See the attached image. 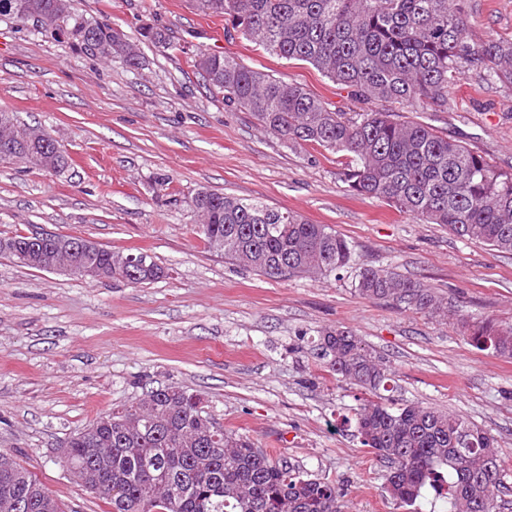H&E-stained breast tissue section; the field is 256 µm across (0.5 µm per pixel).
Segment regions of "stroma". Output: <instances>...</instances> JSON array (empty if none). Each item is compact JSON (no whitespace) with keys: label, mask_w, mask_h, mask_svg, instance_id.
Wrapping results in <instances>:
<instances>
[{"label":"stroma","mask_w":512,"mask_h":512,"mask_svg":"<svg viewBox=\"0 0 512 512\" xmlns=\"http://www.w3.org/2000/svg\"><path fill=\"white\" fill-rule=\"evenodd\" d=\"M470 7L476 39L512 36V0ZM76 9L139 40L147 64L107 62L66 37L0 21V110L44 129L69 162L55 174L0 161V236H79L147 253L164 275L133 285L0 256V449L64 512H108L62 467L59 449L146 389L176 385L200 394L219 426L261 448L277 439L278 454L342 487V512H442L431 489L412 508L385 493V467L349 423L362 391L298 350L299 336L337 327L385 358L396 403L432 406L489 431L512 485V359L469 345L457 322L360 296L351 274L271 277L225 259L195 233L188 202L210 190L329 225L355 244L357 264L427 285L470 321L512 325V255L354 194L335 154L265 134L206 86L188 53L230 55L302 86L330 111H362L348 88L309 64L226 36L223 17L200 15L189 0H77ZM147 27L168 28L178 48L142 39ZM448 98V111L414 120L512 167V90L469 72Z\"/></svg>","instance_id":"obj_1"}]
</instances>
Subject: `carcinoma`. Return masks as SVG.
Listing matches in <instances>:
<instances>
[{"label":"carcinoma","instance_id":"carcinoma-1","mask_svg":"<svg viewBox=\"0 0 512 512\" xmlns=\"http://www.w3.org/2000/svg\"><path fill=\"white\" fill-rule=\"evenodd\" d=\"M204 16H222L264 52L310 64L356 98L387 108L330 112L303 87L206 50L190 66L224 101L249 113L263 130L294 146H317L351 157L342 172L356 193L387 201L424 224L512 254V168L503 169L442 130L406 116L419 108L448 111V87L474 71L512 88V37L480 43L470 35L469 0H191ZM53 12L55 31L110 61L144 62L138 44L109 23L77 12L74 0H0V21L35 24ZM162 48L168 30L144 29ZM13 160L60 173L68 158L43 130L0 110V145ZM189 206L196 233L224 257L257 272L285 276L337 274L353 267L355 246L327 224H311L223 193L197 192ZM24 234L0 237V256L21 262ZM75 261L112 278L144 284L164 276L151 257L129 273L125 254L100 247ZM355 290L404 310L464 322L458 309L425 285L383 268H356ZM475 348L512 359V326L487 318L466 327ZM313 358L336 377L375 396L356 412L357 437L387 464L386 489L413 506L430 486L445 512H500L508 492L496 439L475 423L433 407L395 405L390 368L348 330L325 329ZM65 466L110 512H341L342 490L285 456L273 457L246 435L216 427L203 398L179 386L146 391L71 436ZM0 512H63L59 501L0 450Z\"/></svg>","mask_w":512,"mask_h":512}]
</instances>
